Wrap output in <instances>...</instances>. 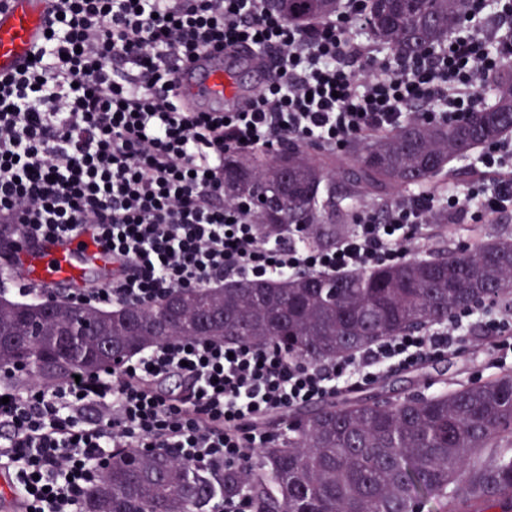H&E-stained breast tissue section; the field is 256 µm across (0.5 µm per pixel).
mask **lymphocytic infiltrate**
I'll return each instance as SVG.
<instances>
[{
	"mask_svg": "<svg viewBox=\"0 0 512 512\" xmlns=\"http://www.w3.org/2000/svg\"><path fill=\"white\" fill-rule=\"evenodd\" d=\"M367 0L297 26L265 0H47L31 60L0 73V225L25 244L82 233L116 264L112 283L71 293L91 306L149 305L176 287L241 278L342 277L418 254L432 214L479 222L512 213V147L482 149L464 193L421 192L357 211L329 248L304 227L260 235L224 197V157L291 140L331 148L412 120L456 121L512 60V0H470L447 42L398 55L360 39ZM271 58L244 105L197 112L178 73L210 51ZM497 335L512 360V312L487 306L323 364L275 346L180 338L118 369L57 387L0 384V470L19 512H82L115 447L165 448L203 465L249 460L260 418L411 368L470 336ZM186 380L165 389L172 377Z\"/></svg>",
	"mask_w": 512,
	"mask_h": 512,
	"instance_id": "1",
	"label": "lymphocytic infiltrate"
}]
</instances>
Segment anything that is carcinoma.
<instances>
[{
    "label": "carcinoma",
    "instance_id": "obj_1",
    "mask_svg": "<svg viewBox=\"0 0 512 512\" xmlns=\"http://www.w3.org/2000/svg\"><path fill=\"white\" fill-rule=\"evenodd\" d=\"M288 22L301 25L335 8V0H267ZM468 0H368V29L401 55L448 39ZM494 101L469 117L447 123L410 121L370 141L352 140L342 159L317 158L300 144L273 155L257 151L224 158V197H264L252 218L268 235L304 224L321 243L342 232L336 223V188L349 197L385 196L392 188L424 187L453 161L512 133V61L493 81ZM223 295L224 322L210 338L277 344L312 362L333 359L379 339L418 333L447 321L478 297L512 300V231L497 232L467 250L383 265L330 278L308 274L288 281H240L203 289L187 300L157 343L194 338ZM0 312V369L22 367L7 380L15 390L33 382L57 386L78 374L115 366L96 355L99 344L126 348L128 318L152 321L155 306L98 310L96 336L71 323L43 321L30 335L10 302ZM288 440L259 450L252 472L213 469L180 461L165 450L116 448L100 479L85 492L83 512H209L217 496L233 497L250 483L257 512H412L433 501L437 512H490L512 508V373L466 382L430 399H347L288 422Z\"/></svg>",
    "mask_w": 512,
    "mask_h": 512
}]
</instances>
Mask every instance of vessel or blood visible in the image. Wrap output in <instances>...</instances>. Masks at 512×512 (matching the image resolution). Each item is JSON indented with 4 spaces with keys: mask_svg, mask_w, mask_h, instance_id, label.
Masks as SVG:
<instances>
[{
    "mask_svg": "<svg viewBox=\"0 0 512 512\" xmlns=\"http://www.w3.org/2000/svg\"><path fill=\"white\" fill-rule=\"evenodd\" d=\"M45 9V0H0V73L12 71L28 57L43 29ZM179 84L184 103L201 111L223 109L225 101L239 94L218 55L181 70ZM19 276L51 291H72L92 278L103 286L112 280V255L84 234L48 239L23 252L15 272L0 275V285L11 286Z\"/></svg>",
    "mask_w": 512,
    "mask_h": 512,
    "instance_id": "vessel-or-blood-1",
    "label": "vessel or blood"
}]
</instances>
